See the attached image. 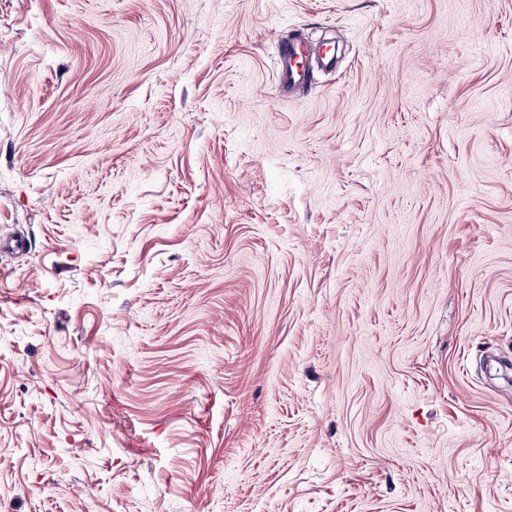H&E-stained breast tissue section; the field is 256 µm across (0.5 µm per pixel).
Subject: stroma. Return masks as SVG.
<instances>
[{"mask_svg": "<svg viewBox=\"0 0 512 512\" xmlns=\"http://www.w3.org/2000/svg\"><path fill=\"white\" fill-rule=\"evenodd\" d=\"M13 232L0 512H512V0H0ZM335 68V47L317 48L291 31L278 38L275 71L281 97L288 99L296 90L310 86L316 69Z\"/></svg>", "mask_w": 512, "mask_h": 512, "instance_id": "35a3bbf8", "label": "stroma"}]
</instances>
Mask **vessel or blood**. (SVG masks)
I'll list each match as a JSON object with an SVG mask.
<instances>
[{"instance_id":"b4317fda","label":"vessel or blood","mask_w":512,"mask_h":512,"mask_svg":"<svg viewBox=\"0 0 512 512\" xmlns=\"http://www.w3.org/2000/svg\"><path fill=\"white\" fill-rule=\"evenodd\" d=\"M336 67V53L331 48H318L299 36L288 34L277 40L275 71L281 97L311 85L315 70Z\"/></svg>"}]
</instances>
